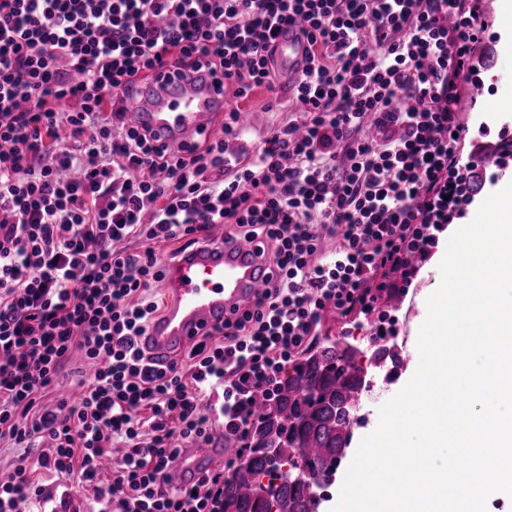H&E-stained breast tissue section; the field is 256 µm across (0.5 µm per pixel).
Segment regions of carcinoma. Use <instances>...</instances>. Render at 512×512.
<instances>
[{
	"mask_svg": "<svg viewBox=\"0 0 512 512\" xmlns=\"http://www.w3.org/2000/svg\"><path fill=\"white\" fill-rule=\"evenodd\" d=\"M361 350L346 338L331 340L299 361L272 398L261 401L245 436L234 438L232 472L224 479L223 512H319L324 494L349 446L359 395L369 388L357 361ZM373 354L379 367L402 364L383 339ZM298 466L287 478L283 469Z\"/></svg>",
	"mask_w": 512,
	"mask_h": 512,
	"instance_id": "obj_1",
	"label": "carcinoma"
}]
</instances>
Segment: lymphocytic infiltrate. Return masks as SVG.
I'll list each match as a JSON object with an SVG mask.
<instances>
[{
	"instance_id": "f902f5d3",
	"label": "lymphocytic infiltrate",
	"mask_w": 512,
	"mask_h": 512,
	"mask_svg": "<svg viewBox=\"0 0 512 512\" xmlns=\"http://www.w3.org/2000/svg\"><path fill=\"white\" fill-rule=\"evenodd\" d=\"M299 24L297 107L254 149L238 110L178 152L123 121L131 77L205 68L274 90ZM474 0H0V512H223L224 473L173 490L181 448L244 435L329 313L407 294L473 196L457 103L479 83ZM263 237L251 310L159 367L158 247ZM140 249H132L131 241ZM79 400L56 394L66 374ZM299 30L296 25H285L275 42L276 70L278 75L288 77V81L301 73L305 63L307 43Z\"/></svg>"
}]
</instances>
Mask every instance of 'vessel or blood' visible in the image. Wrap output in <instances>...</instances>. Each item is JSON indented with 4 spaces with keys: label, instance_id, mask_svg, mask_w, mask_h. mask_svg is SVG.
Returning a JSON list of instances; mask_svg holds the SVG:
<instances>
[{
    "label": "vessel or blood",
    "instance_id": "vessel-or-blood-1",
    "mask_svg": "<svg viewBox=\"0 0 512 512\" xmlns=\"http://www.w3.org/2000/svg\"><path fill=\"white\" fill-rule=\"evenodd\" d=\"M275 45L278 74L297 77L307 47L298 26H283ZM223 110L224 89L216 77L171 66L147 80L126 112L125 122L149 131L155 145L176 150L217 133ZM267 274L258 242L228 239L220 232L206 235L167 264L162 283L170 302L141 339L146 355L164 366L184 357L204 333L242 315ZM225 453L220 435L182 448L169 467L173 487H190L223 467Z\"/></svg>",
    "mask_w": 512,
    "mask_h": 512
}]
</instances>
